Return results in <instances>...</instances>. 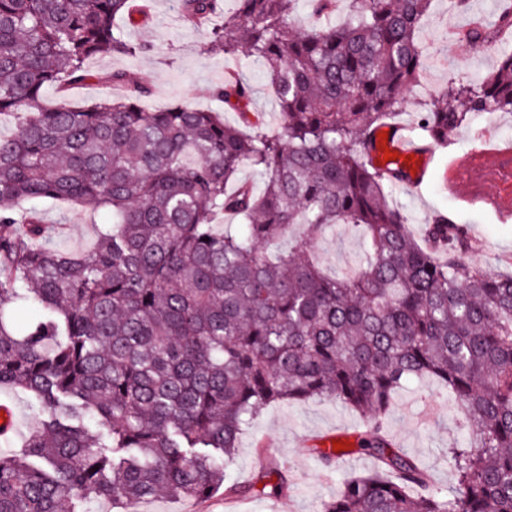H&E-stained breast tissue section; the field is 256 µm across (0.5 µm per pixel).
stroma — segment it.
<instances>
[{
    "instance_id": "obj_1",
    "label": "stroma",
    "mask_w": 512,
    "mask_h": 512,
    "mask_svg": "<svg viewBox=\"0 0 512 512\" xmlns=\"http://www.w3.org/2000/svg\"><path fill=\"white\" fill-rule=\"evenodd\" d=\"M500 8L501 0H467L462 10L449 7L448 0H434L419 31L425 48L419 85L404 93L395 122L418 129L419 114L430 93L439 92L451 81L466 84L477 80L494 68L502 51H512V37L505 36L490 52L475 56L470 40L464 37L469 25L494 20ZM118 26L128 41L147 44V51L90 60L88 67L95 72V79L70 89L47 90V104L92 102L111 91L102 83V76L121 72L129 82L150 86V95L143 102L146 110L190 103L222 112L226 122L235 124L239 121L237 113L210 95L211 89L223 85L231 70L251 84L253 109L261 113L265 127H277L279 109L266 69L244 56L209 52L204 30L182 21L178 0H153L146 21L131 24L122 20ZM490 137L512 141V113L474 115L447 146L438 147L436 169L420 192L399 187L392 196L408 214L413 235L422 236L433 213H444L465 225L477 241V248L469 255L472 263L504 271L512 265V223L501 222L492 212L463 206L441 188L449 154L480 148ZM38 207L45 221L56 228L52 246L71 253L90 252L98 230L110 222L109 215L102 212L72 210L49 201L39 202ZM314 249L329 272H344L364 257L367 244L340 226L315 241ZM0 405L12 410L13 430L0 438V451L10 452L18 449L23 437L37 426L40 411L30 395L19 389H1ZM363 428L354 412L330 400L271 405L241 436L230 473L244 483L266 463L275 462L288 476V487L281 496L286 512H319L322 500L335 491L339 475L369 472L375 462L353 444L348 460L324 466L313 452L314 440L330 435L355 436ZM386 430L399 448L427 469L433 488L451 494L456 476L449 451L462 447L465 438L462 414L447 390L430 378L412 381L396 396ZM269 503V497L252 493L239 499H227L219 493L204 503L159 497L139 503L138 508L140 512H266Z\"/></svg>"
}]
</instances>
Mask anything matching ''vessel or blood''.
<instances>
[{
  "instance_id": "obj_1",
  "label": "vessel or blood",
  "mask_w": 512,
  "mask_h": 512,
  "mask_svg": "<svg viewBox=\"0 0 512 512\" xmlns=\"http://www.w3.org/2000/svg\"><path fill=\"white\" fill-rule=\"evenodd\" d=\"M382 131L385 141L373 144L375 164L383 165L386 153L398 154L397 164L408 175L407 186L418 188L429 174L432 149L406 126L389 123ZM442 186L465 205L490 210L505 222L512 220V144L450 155Z\"/></svg>"
}]
</instances>
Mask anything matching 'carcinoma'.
<instances>
[{"instance_id": "cac0c4a2", "label": "carcinoma", "mask_w": 512, "mask_h": 512, "mask_svg": "<svg viewBox=\"0 0 512 512\" xmlns=\"http://www.w3.org/2000/svg\"><path fill=\"white\" fill-rule=\"evenodd\" d=\"M237 3L218 24L217 0L182 11L212 49L264 63L276 134L258 130L237 76L211 95L250 133L190 104L148 111L146 86L48 107L47 88L91 77L89 59L147 50L115 26L136 21L132 4L0 0V121L15 124L0 135V389L44 414L0 453V512L237 493L241 435L266 407L313 398L360 416L358 447L377 464L321 512H512V275L467 262L474 241L445 214L414 240L389 195L403 173L370 155L421 69L432 0H348L344 21L309 30L298 0ZM504 27L512 11L467 36L493 41ZM478 112H512V51L431 97L425 138L446 144ZM244 168L262 190L238 181ZM43 200L106 210L112 224L89 253L50 248ZM337 225L368 244L352 274L315 256L312 240ZM282 239L288 249L267 248ZM424 377L466 416L448 496L384 430L396 393ZM285 484L270 467L246 491Z\"/></svg>"}]
</instances>
